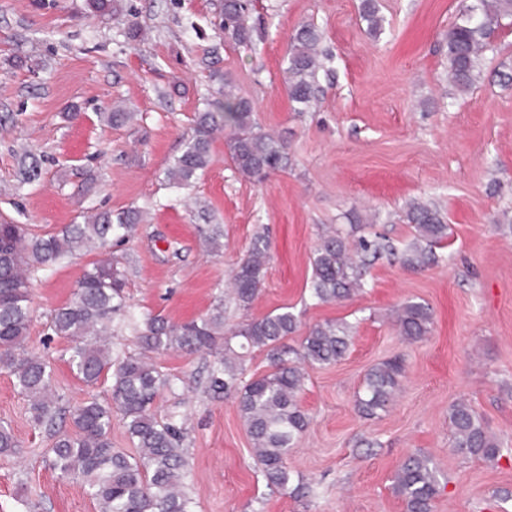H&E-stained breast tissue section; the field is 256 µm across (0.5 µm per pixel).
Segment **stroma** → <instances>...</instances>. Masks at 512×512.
<instances>
[{"instance_id": "stroma-1", "label": "stroma", "mask_w": 512, "mask_h": 512, "mask_svg": "<svg viewBox=\"0 0 512 512\" xmlns=\"http://www.w3.org/2000/svg\"><path fill=\"white\" fill-rule=\"evenodd\" d=\"M252 47L224 41L213 25L217 0H119L96 16L87 0H0V218L44 234L84 217L130 207L144 214L136 234L105 250L80 252L30 285V351L52 370L66 408L106 386L74 374L69 342L49 330L53 309L70 301L84 271L110 254L126 276V303L182 324L224 299V320L260 318L281 307L298 317L287 343L310 327L346 321L354 334L338 363L310 370L299 404L310 422L288 459L310 483L297 499L268 489L251 454L235 393L207 388L211 355L168 350L153 361L174 386L160 391L157 418L175 415L187 432L196 512H404L392 477L407 455L430 457L443 487L433 512H512V27L499 31L473 89L448 81L443 35L459 0H378L383 28L367 33L361 0H253ZM314 23L331 54L319 103L295 111L284 80L288 44ZM140 38L127 40V27ZM20 57L19 66L9 65ZM249 99L261 131L288 146L286 168L256 183L240 175L225 147L192 187L168 185L165 170L192 134L195 113L216 98L211 59ZM135 121L107 127L113 107ZM29 149L39 183L20 185ZM440 210L448 238L422 269L398 253L413 238L406 205ZM205 204L224 226V249L207 251L194 214ZM358 211L366 234L390 238L398 253L369 266L363 293L333 303L311 298L321 232L347 228ZM269 240L264 287L250 311L229 297L232 271L256 235ZM407 301L432 313L431 330L410 342L391 318ZM401 357L405 375L386 413L356 407L368 370ZM463 400L502 444L497 459L457 455L448 410ZM0 424L21 448L0 454V512H98L80 482L44 460L49 434L33 426L27 402L0 371Z\"/></svg>"}]
</instances>
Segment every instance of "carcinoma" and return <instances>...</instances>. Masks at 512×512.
<instances>
[{"label": "carcinoma", "mask_w": 512, "mask_h": 512, "mask_svg": "<svg viewBox=\"0 0 512 512\" xmlns=\"http://www.w3.org/2000/svg\"><path fill=\"white\" fill-rule=\"evenodd\" d=\"M89 7L100 16H114L120 11L117 0H90ZM250 11L251 7L238 0H224L216 29L237 46H251L254 27ZM361 17L367 22L368 34L377 37L382 19L376 0H362ZM505 20H512V0H461L457 21L443 35L448 80L458 91L467 92L475 84L482 56ZM320 43V30L313 23L300 25L290 39L285 83L290 100L302 111L317 99ZM211 65L210 77L219 84L222 100L215 110L197 113L185 150L166 169L168 184L177 188L191 186L208 168L213 134L223 127L230 130L228 151L240 174L261 181L287 164L286 146L256 130L252 104L233 92L216 62ZM39 177L37 160L31 152H24L18 162L19 183L29 184ZM140 220L137 208L115 217L102 211L82 224H66L45 234L30 232L26 224L0 221V370L14 377L20 393L28 399L32 422L50 432L51 467L60 477L84 484L99 512H194L186 483L182 424L173 416L159 420L151 411L159 391L172 387V380L149 361V354L171 349L207 352L214 356L208 388L215 394L236 393L267 488L297 498L308 496L309 484L299 480L290 486L288 467V458L309 423L298 395L305 386L307 369L335 364L345 356L354 326L344 321L312 326L294 348L284 343L298 328L291 311L284 308L261 319L246 318L226 330L224 300L220 297L204 317L174 325L160 315L126 309L121 273L112 265V258L100 259L84 272L74 299L54 310L50 329L53 335L72 343L68 361L76 377L91 387L109 384L112 403L92 397L64 416L50 367L25 346L31 322L27 273L50 268L83 248H103L114 238L124 240L134 233ZM405 220L416 233L404 251L405 263L420 268L435 262L433 247L448 235V225L439 210L412 202ZM195 228L210 251L222 249V225L210 223L207 217ZM361 230L360 218L355 216L350 231L321 236L313 259L310 295L314 300H345L363 292L367 287L364 275L371 262L383 253L396 251L383 236L370 239L361 235L351 240ZM268 251L265 237L256 236L234 271L232 294L242 311L251 308L261 291ZM117 316L132 325L140 353H113L110 336ZM431 323L430 309L421 302L409 301L398 309V333L407 340L422 339ZM254 348L267 352L272 371L247 380L243 354ZM403 375L404 365L398 360L372 367L357 398L359 411L370 418L386 411ZM115 414L136 453L112 447ZM449 421L452 448L457 453L484 459L500 454L498 440L469 404L461 401L451 405ZM17 448L19 442L12 429L0 425V453L14 454ZM393 483L405 512H431L432 502L440 493L436 467L422 454L408 456L393 475Z\"/></svg>", "instance_id": "obj_1"}]
</instances>
